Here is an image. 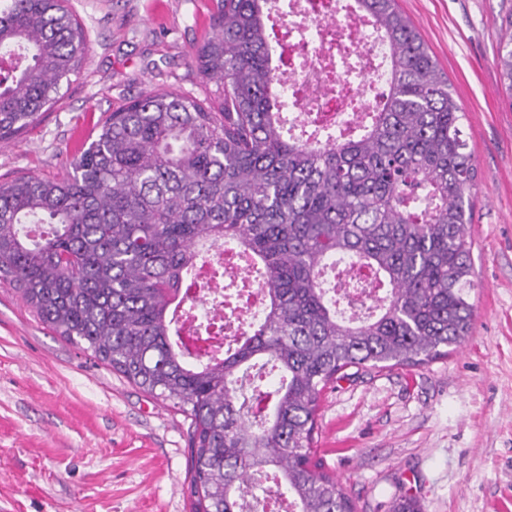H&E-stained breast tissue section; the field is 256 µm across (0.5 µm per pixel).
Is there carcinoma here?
Listing matches in <instances>:
<instances>
[{"instance_id": "cac0c4a2", "label": "carcinoma", "mask_w": 512, "mask_h": 512, "mask_svg": "<svg viewBox=\"0 0 512 512\" xmlns=\"http://www.w3.org/2000/svg\"><path fill=\"white\" fill-rule=\"evenodd\" d=\"M268 2L212 0L193 60L217 105L149 92L101 122L71 172L0 185V281L191 420L193 512H242L252 486L287 491L298 512H354L312 462L321 392L346 368L416 366L470 334L477 167L448 76L397 0H354L390 60L369 124L291 136ZM85 52L66 0H0V139L60 99ZM497 62L512 99V17ZM205 243L237 249L265 285V311L243 341L194 363L176 308ZM341 262L373 274L351 278L376 298L370 312L336 310ZM248 288L224 282V308Z\"/></svg>"}]
</instances>
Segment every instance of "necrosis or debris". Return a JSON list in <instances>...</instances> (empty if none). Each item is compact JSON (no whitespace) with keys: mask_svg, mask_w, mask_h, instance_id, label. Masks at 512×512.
<instances>
[{"mask_svg":"<svg viewBox=\"0 0 512 512\" xmlns=\"http://www.w3.org/2000/svg\"><path fill=\"white\" fill-rule=\"evenodd\" d=\"M274 39L286 58L277 72L289 112L300 124L316 123L344 132L356 130L358 119L379 103L388 84V54L370 25L341 0H289L287 18H275ZM361 57L358 69L340 65L346 53ZM240 275L234 248L206 249L194 271L190 291L193 313L182 333L195 335L198 325H223L225 334H241L262 313L256 290L238 305V322H224V293L216 270Z\"/></svg>","mask_w":512,"mask_h":512,"instance_id":"obj_1","label":"necrosis or debris"}]
</instances>
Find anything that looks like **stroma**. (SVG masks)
Wrapping results in <instances>:
<instances>
[{
    "instance_id": "obj_1",
    "label": "stroma",
    "mask_w": 512,
    "mask_h": 512,
    "mask_svg": "<svg viewBox=\"0 0 512 512\" xmlns=\"http://www.w3.org/2000/svg\"><path fill=\"white\" fill-rule=\"evenodd\" d=\"M211 0H67L87 53L62 97L0 141V184L61 176L107 113L153 90L209 97L193 61ZM463 108L475 156L473 325L419 366L348 368L322 393L313 459L356 512H512V0H398ZM190 422L42 324L0 283V512H192ZM508 22V29L499 43L497 62L506 84V90L512 97V16Z\"/></svg>"
}]
</instances>
